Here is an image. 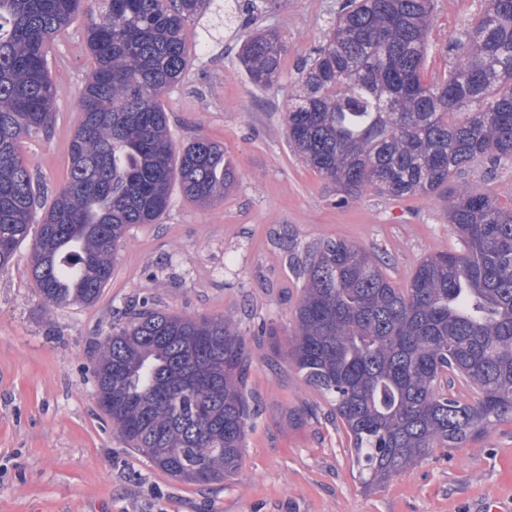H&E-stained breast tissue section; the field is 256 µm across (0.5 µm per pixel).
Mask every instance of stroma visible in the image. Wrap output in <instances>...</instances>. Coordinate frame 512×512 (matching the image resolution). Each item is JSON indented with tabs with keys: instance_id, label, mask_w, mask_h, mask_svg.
I'll use <instances>...</instances> for the list:
<instances>
[{
	"instance_id": "obj_1",
	"label": "stroma",
	"mask_w": 512,
	"mask_h": 512,
	"mask_svg": "<svg viewBox=\"0 0 512 512\" xmlns=\"http://www.w3.org/2000/svg\"><path fill=\"white\" fill-rule=\"evenodd\" d=\"M235 17L206 16L191 35L182 80L164 96L176 143L205 136L224 147L236 182L198 204L173 191L159 223L128 228L112 278L90 305L48 307L30 275L31 241L0 269V512H484L512 503V423L462 448H438L377 491L363 489L347 434L287 355L303 279L298 261L342 238L382 258L406 286L423 257L460 248L443 202L394 199L375 187L346 205L288 143L286 99L310 50L322 43L338 0H260ZM485 0H434L424 81L441 80L442 53ZM78 15L55 40L50 132L23 151L43 197L66 183L80 90L92 68ZM261 29L287 44L277 87L261 90L238 59ZM148 301L185 318H226L249 344L251 420L238 473L199 484L172 477L130 450L97 404L92 363L128 305Z\"/></svg>"
}]
</instances>
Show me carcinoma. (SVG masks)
Returning a JSON list of instances; mask_svg holds the SVG:
<instances>
[{"mask_svg":"<svg viewBox=\"0 0 512 512\" xmlns=\"http://www.w3.org/2000/svg\"><path fill=\"white\" fill-rule=\"evenodd\" d=\"M220 11L217 0H0V268L38 225L30 271L48 305L96 302L117 243L129 226L157 223L173 186L201 204L233 187L224 149L205 137L175 146L162 105L190 65L188 27ZM79 13L93 67L68 181L39 215L21 144L52 127L49 46ZM431 25L432 0H341L286 112L289 142L341 202L370 185L394 198L437 196L462 245L422 258L404 288L345 239L301 261L290 356L346 429L369 492L437 448L512 422V207L455 189L478 162L485 177L512 166V0H487L443 49L448 72L428 84ZM284 51L267 30L239 60L270 89ZM248 364L226 319L134 309L93 373L98 404L129 447L206 484L239 469ZM455 378L473 398L454 392Z\"/></svg>","mask_w":512,"mask_h":512,"instance_id":"obj_1","label":"carcinoma"}]
</instances>
